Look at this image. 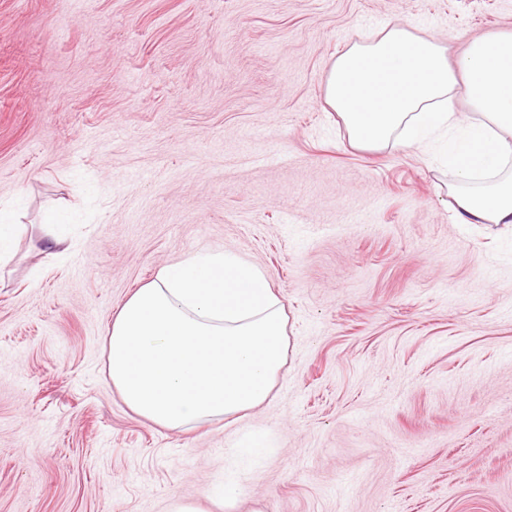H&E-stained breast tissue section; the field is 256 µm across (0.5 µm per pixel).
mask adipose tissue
<instances>
[{
    "label": "adipose tissue",
    "instance_id": "1",
    "mask_svg": "<svg viewBox=\"0 0 512 512\" xmlns=\"http://www.w3.org/2000/svg\"><path fill=\"white\" fill-rule=\"evenodd\" d=\"M325 102L356 148L441 143L460 223L512 224V31L467 39L452 64L439 38L391 24L336 57ZM287 345L265 273L203 252L167 263L126 300L109 331L110 375L133 413L180 429L263 404Z\"/></svg>",
    "mask_w": 512,
    "mask_h": 512
}]
</instances>
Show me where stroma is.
Masks as SVG:
<instances>
[{
	"label": "stroma",
	"mask_w": 512,
	"mask_h": 512,
	"mask_svg": "<svg viewBox=\"0 0 512 512\" xmlns=\"http://www.w3.org/2000/svg\"><path fill=\"white\" fill-rule=\"evenodd\" d=\"M396 21L454 57L512 0H0V512H512V226L458 223L438 144L355 148L324 102ZM204 251L266 272L286 362L172 430L113 387L107 330ZM15 232L16 224L12 216L0 207V264H2L11 253Z\"/></svg>",
	"instance_id": "obj_1"
}]
</instances>
